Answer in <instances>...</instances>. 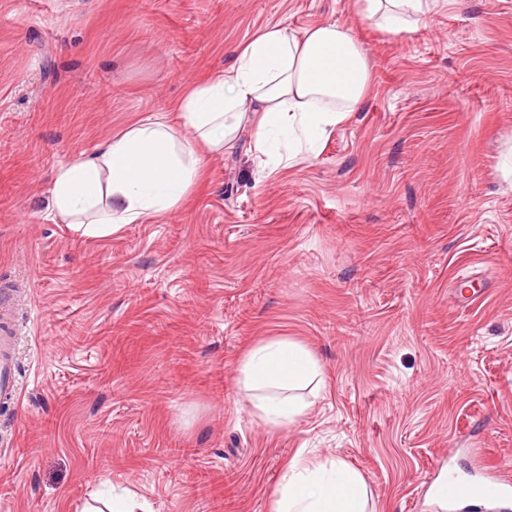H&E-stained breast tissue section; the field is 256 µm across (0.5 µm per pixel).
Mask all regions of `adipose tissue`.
<instances>
[{"label": "adipose tissue", "mask_w": 512, "mask_h": 512, "mask_svg": "<svg viewBox=\"0 0 512 512\" xmlns=\"http://www.w3.org/2000/svg\"><path fill=\"white\" fill-rule=\"evenodd\" d=\"M444 0H356L358 14L399 35ZM370 86L366 56L345 26L324 22L295 33L266 25L236 50L234 64L187 90L175 110L179 125L150 115L93 153L59 165L50 196L54 219L83 237L105 238L124 225L180 208L201 167L193 149H232L251 123L258 149L275 159L319 153L327 134L356 111ZM320 368L301 344L285 337L251 348L238 383L254 417L282 430L312 407L304 391ZM270 512H373L361 475L342 460L316 466L296 459L270 500Z\"/></svg>", "instance_id": "1"}]
</instances>
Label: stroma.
Segmentation results:
<instances>
[{
  "label": "stroma",
  "instance_id": "1",
  "mask_svg": "<svg viewBox=\"0 0 512 512\" xmlns=\"http://www.w3.org/2000/svg\"><path fill=\"white\" fill-rule=\"evenodd\" d=\"M350 28L364 103L263 171L244 127L183 208L82 238L54 170L271 23ZM512 0H448L383 34L355 0H0V284L25 288L20 396L0 404V512H268L297 454L341 459L376 512H429L443 464L512 469ZM285 336L323 385L254 418L242 354ZM81 512H150L146 502H140L129 495L117 494L112 496L110 503L101 508L96 504H85Z\"/></svg>",
  "mask_w": 512,
  "mask_h": 512
}]
</instances>
